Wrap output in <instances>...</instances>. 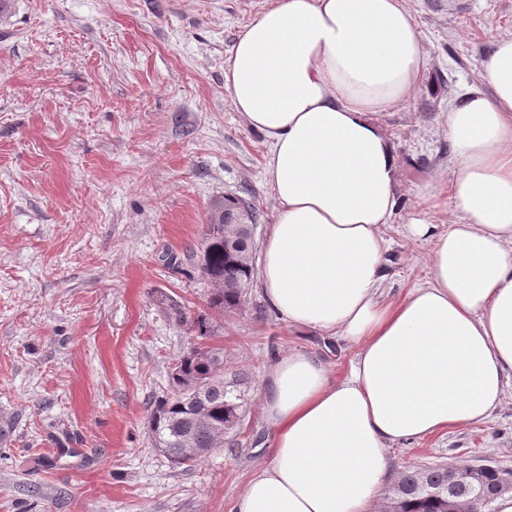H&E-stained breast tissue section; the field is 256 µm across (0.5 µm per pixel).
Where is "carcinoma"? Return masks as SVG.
<instances>
[{
	"mask_svg": "<svg viewBox=\"0 0 512 512\" xmlns=\"http://www.w3.org/2000/svg\"><path fill=\"white\" fill-rule=\"evenodd\" d=\"M242 206L248 208L251 223H258L259 214L249 202L228 198L213 201L208 223L222 226L224 217H235ZM186 262L213 285L207 309L189 315L181 303L163 292L159 301L202 346L189 348L177 358L169 373L168 391L154 402L150 414L154 446L176 465L206 457L221 444L218 430L240 424V405L224 392V349L207 340L217 336L213 316L235 311L244 302L254 273L253 235L244 231L229 247L224 244L223 231H205L198 250L188 254ZM475 481L493 496L497 486L512 482V471L482 469L476 472ZM385 499L396 512H448L454 503L466 499V491L460 486L448 492L446 466L424 471L408 468L398 472Z\"/></svg>",
	"mask_w": 512,
	"mask_h": 512,
	"instance_id": "obj_1",
	"label": "carcinoma"
}]
</instances>
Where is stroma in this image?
<instances>
[{
  "label": "stroma",
  "instance_id": "1",
  "mask_svg": "<svg viewBox=\"0 0 512 512\" xmlns=\"http://www.w3.org/2000/svg\"><path fill=\"white\" fill-rule=\"evenodd\" d=\"M268 0H11L0 14V512H236L264 448V379L293 350L343 375L355 344L288 325L251 282L221 318L236 431L195 466L152 444L151 403L190 339L160 304L204 309L211 285L176 270L212 202L276 215L269 148L224 90L232 45ZM430 58L424 84L382 118L402 162L384 297L428 276L431 243L408 235L416 186L449 176L439 118L512 32V0H409ZM405 467L512 471V388L482 423L387 450Z\"/></svg>",
  "mask_w": 512,
  "mask_h": 512
}]
</instances>
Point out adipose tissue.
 <instances>
[{
	"label": "adipose tissue",
	"mask_w": 512,
	"mask_h": 512,
	"mask_svg": "<svg viewBox=\"0 0 512 512\" xmlns=\"http://www.w3.org/2000/svg\"><path fill=\"white\" fill-rule=\"evenodd\" d=\"M428 56L407 0H272L238 34L224 89L270 146L276 216L259 284L289 325L355 343L343 378L295 350L264 384L271 461L237 512H367L387 449L484 422L512 375V35L441 115L450 179L416 188L409 233L427 281L382 301L399 158L382 116L422 86ZM452 209L444 231L430 211Z\"/></svg>",
	"instance_id": "obj_1"
}]
</instances>
